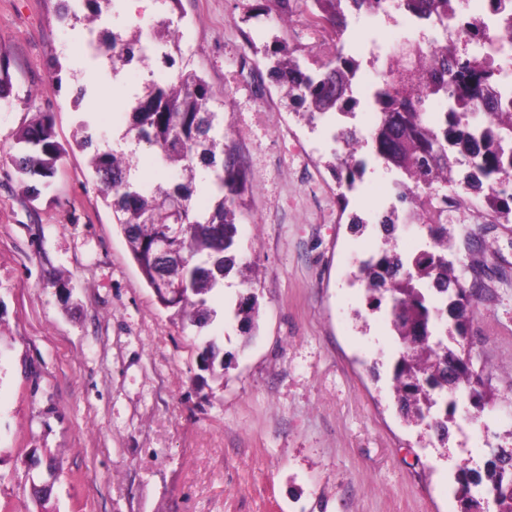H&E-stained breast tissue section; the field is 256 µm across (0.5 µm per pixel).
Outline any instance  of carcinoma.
<instances>
[{"mask_svg":"<svg viewBox=\"0 0 512 512\" xmlns=\"http://www.w3.org/2000/svg\"><path fill=\"white\" fill-rule=\"evenodd\" d=\"M259 14L277 19L300 13L336 38L334 55L312 69L301 62L302 48L274 37L273 49H264L272 61L271 77L286 96L305 108L312 125L336 113L349 114L355 103L347 94L350 76L360 63L343 52L341 44L347 19L363 10L387 12L388 0H258ZM400 6L427 21L435 31L427 40H406L390 53L377 55L372 64L383 71L376 90V120L370 131L372 155L398 174L406 219L426 228L430 245L412 254L384 251L362 261L360 276L366 282L370 303L380 308L388 298L391 330L398 344L395 392L402 414L418 418L429 412L434 431L445 439L448 422L456 412L455 395L468 391L475 413L489 403L488 379L474 368L472 352L464 350L469 311L484 284L466 281L464 269L448 259L455 228L448 223V207L457 198L448 187L457 184L455 167L468 164L464 189L482 196L485 216L494 224H512V193L501 188L503 175L512 172V112L503 108L512 101L498 94L503 72L487 53H471L465 47L478 43L493 49L484 21L468 19L462 36H448V15L458 12V0H401ZM490 10L512 27V0H490ZM179 31L171 18L158 22L149 34L137 27L131 36L112 35L107 42L91 41L92 56L109 60L112 69L136 60L144 61L150 46L162 47L168 66L183 59ZM441 41L438 59L431 45ZM13 90L9 61L0 56V100ZM444 101L445 112L428 109L432 101ZM229 97L218 100L197 72L181 67L166 84L150 81L133 97L126 126L114 139L95 144L88 121L81 146L96 145L90 160L92 175L104 199L110 200L114 223L130 247L138 269L159 304L173 309L190 322L208 320L207 295L236 264L238 216L247 190L242 162L224 148V112ZM475 103L484 119L470 121ZM10 162L32 197L36 184L47 189L55 177L66 147L56 140L54 118L37 112L19 129ZM154 151L163 171L177 172L169 182L145 183L136 176L137 150ZM351 147L331 152L329 163L337 183L354 186L365 169ZM208 192L212 206L199 209L197 188ZM182 231L174 234L175 225ZM169 241L164 261L155 246ZM258 314L257 297L239 298L234 316L250 330ZM461 493L477 489L494 512H512V448H495L484 471L466 465L459 468ZM481 500V501H483ZM481 501L461 498L462 512H478Z\"/></svg>","mask_w":512,"mask_h":512,"instance_id":"obj_1","label":"carcinoma"}]
</instances>
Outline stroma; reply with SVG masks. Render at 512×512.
I'll use <instances>...</instances> for the list:
<instances>
[{
	"mask_svg": "<svg viewBox=\"0 0 512 512\" xmlns=\"http://www.w3.org/2000/svg\"><path fill=\"white\" fill-rule=\"evenodd\" d=\"M252 0H182L183 60L216 97L228 145L247 169L237 263L252 264L259 311L245 335L232 310L238 271L214 289L199 328L159 306L76 146L82 113L120 133L132 95L165 83L162 62L112 71L79 46L83 24L58 0H0V52L14 92L0 109V512H460L455 476L512 446V224L462 215L487 247L471 259L486 289L466 327L494 400L473 418L467 395L447 441L399 413L395 338L354 275L384 235L374 223L394 172L368 165L342 191L325 162V125L287 104L260 50L274 36L323 61L330 35L305 17L246 20ZM157 0H114L107 37L149 27ZM36 112L55 116L69 150L32 198L5 154ZM216 337L223 367H200ZM47 488L32 494L33 485Z\"/></svg>",
	"mask_w": 512,
	"mask_h": 512,
	"instance_id": "35a3bbf8",
	"label": "stroma"
}]
</instances>
